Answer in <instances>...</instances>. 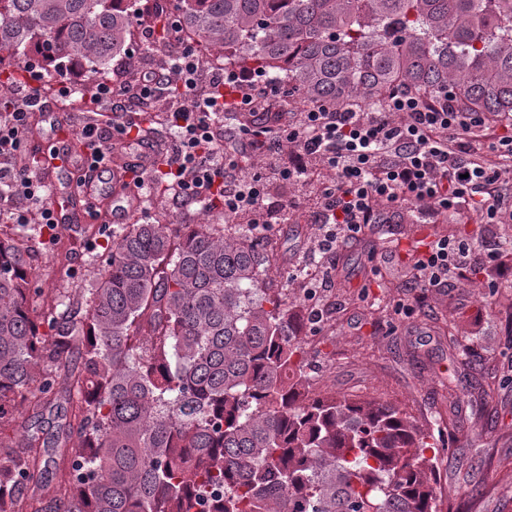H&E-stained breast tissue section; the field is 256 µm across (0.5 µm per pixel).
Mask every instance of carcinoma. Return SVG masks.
Listing matches in <instances>:
<instances>
[{
  "label": "carcinoma",
  "instance_id": "carcinoma-1",
  "mask_svg": "<svg viewBox=\"0 0 512 512\" xmlns=\"http://www.w3.org/2000/svg\"><path fill=\"white\" fill-rule=\"evenodd\" d=\"M138 16L180 23L288 100L395 85L512 113V0H0V59L105 70ZM23 231L0 232V424L70 405L0 462V512H443L433 435L396 405L309 389L305 318L253 225L128 224L93 288L31 314ZM58 479L42 505L41 484Z\"/></svg>",
  "mask_w": 512,
  "mask_h": 512
}]
</instances>
